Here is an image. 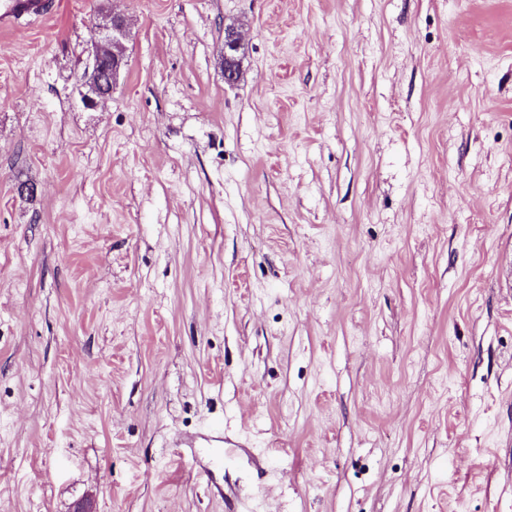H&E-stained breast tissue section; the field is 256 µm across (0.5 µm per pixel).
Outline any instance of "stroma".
Segmentation results:
<instances>
[{
	"label": "stroma",
	"mask_w": 512,
	"mask_h": 512,
	"mask_svg": "<svg viewBox=\"0 0 512 512\" xmlns=\"http://www.w3.org/2000/svg\"><path fill=\"white\" fill-rule=\"evenodd\" d=\"M117 6L0 31V512H512V0ZM101 15L102 20L93 30L87 57L77 78L80 100L87 109L97 107L106 100L104 97L109 98L112 95V85L108 81L110 67L113 80L120 75L124 68L125 41L128 36L130 19L124 12H117L114 8L102 11ZM105 63H109L111 66L102 67ZM100 69L101 77L98 86ZM246 35L238 27L229 25L224 28V56L222 68L224 81L227 84L236 83L241 77L242 55ZM199 444H204L206 447H200ZM224 444L228 445L225 447V452H234L235 450H241L242 448L237 443L224 438V429H211L206 434H201L197 438H186L181 437L176 441V448L187 446L189 448H210V459L205 464H202L201 470L208 472L211 469V464L214 461H219L224 452Z\"/></svg>",
	"instance_id": "stroma-1"
}]
</instances>
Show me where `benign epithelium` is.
<instances>
[{"label":"benign epithelium","instance_id":"1","mask_svg":"<svg viewBox=\"0 0 512 512\" xmlns=\"http://www.w3.org/2000/svg\"><path fill=\"white\" fill-rule=\"evenodd\" d=\"M128 30L129 18L125 13L113 8L102 11L101 22L93 30L87 57L77 78L80 100L85 108L93 109L105 101L98 92V75L102 65H111L114 79L123 70ZM245 40V33L237 27H224L222 68L227 84H234L241 77V51L244 50Z\"/></svg>","mask_w":512,"mask_h":512}]
</instances>
